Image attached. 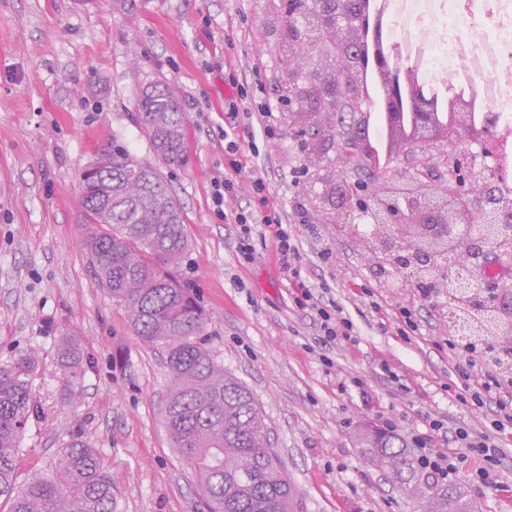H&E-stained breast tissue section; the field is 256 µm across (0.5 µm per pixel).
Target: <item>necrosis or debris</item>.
Segmentation results:
<instances>
[{
    "instance_id": "1",
    "label": "necrosis or debris",
    "mask_w": 512,
    "mask_h": 512,
    "mask_svg": "<svg viewBox=\"0 0 512 512\" xmlns=\"http://www.w3.org/2000/svg\"><path fill=\"white\" fill-rule=\"evenodd\" d=\"M482 0H401L385 37L393 47L420 45V86L448 87L467 78L503 132L512 131V0L485 17Z\"/></svg>"
}]
</instances>
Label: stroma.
Here are the masks:
<instances>
[{
    "mask_svg": "<svg viewBox=\"0 0 512 512\" xmlns=\"http://www.w3.org/2000/svg\"><path fill=\"white\" fill-rule=\"evenodd\" d=\"M280 0H0V365L35 351L39 405L20 437V478L48 469L79 436L96 448L116 492L115 512H205L193 471L162 423L169 385L160 347L132 333L123 306L99 288L78 237L81 174L101 153L127 148L152 160L133 122L141 91L176 87L189 120V161L167 182L191 249L182 273L208 315L207 347L257 398L298 512H420L355 443L365 425L403 441L428 417L449 427H489L491 412L464 405L456 382L446 297L422 299L371 272L359 242L335 225H291L292 262L309 287L327 289L352 320L351 340L322 343L294 301L289 264L271 228L255 226L251 257L239 227L212 201L224 175L230 104L251 108L236 131L245 170L266 175L269 204L290 216L307 199L310 140L280 101ZM273 137H260L259 107ZM418 325L397 333L401 308ZM69 331L84 374L66 386L58 344ZM395 378H387V371ZM499 488L473 482V457L457 481L475 512H512V435L500 437Z\"/></svg>",
    "mask_w": 512,
    "mask_h": 512,
    "instance_id": "35a3bbf8",
    "label": "stroma"
}]
</instances>
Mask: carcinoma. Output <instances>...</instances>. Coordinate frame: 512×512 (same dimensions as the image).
I'll return each mask as SVG.
<instances>
[{
	"label": "carcinoma",
	"mask_w": 512,
	"mask_h": 512,
	"mask_svg": "<svg viewBox=\"0 0 512 512\" xmlns=\"http://www.w3.org/2000/svg\"><path fill=\"white\" fill-rule=\"evenodd\" d=\"M134 120L154 161L114 146L93 174L82 177L80 241L88 267L126 309L132 332L165 351L170 385L164 427L193 469L207 512H294L296 492L269 446L259 404L206 347L205 313L177 275L189 236L161 169L179 170L189 160L188 122L178 91L165 84L147 87L137 99ZM447 294L468 326L455 333L459 343L503 338L498 322L470 306L468 294L450 282ZM59 354L67 383L76 384L83 361L68 333ZM37 366L31 352L0 366V503L7 512H114L112 478L97 450L78 438L57 452L46 472L18 481L19 439L36 408L30 376ZM358 445L376 467L411 489L424 512H473L465 489L421 479L400 439L366 431Z\"/></svg>",
	"instance_id": "1"
}]
</instances>
